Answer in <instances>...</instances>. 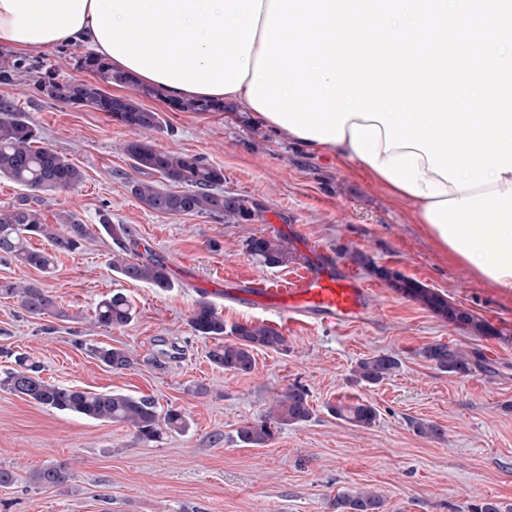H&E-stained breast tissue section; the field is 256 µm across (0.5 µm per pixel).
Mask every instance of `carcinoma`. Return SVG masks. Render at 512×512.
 Wrapping results in <instances>:
<instances>
[{
  "instance_id": "1",
  "label": "carcinoma",
  "mask_w": 512,
  "mask_h": 512,
  "mask_svg": "<svg viewBox=\"0 0 512 512\" xmlns=\"http://www.w3.org/2000/svg\"><path fill=\"white\" fill-rule=\"evenodd\" d=\"M78 64L81 69L92 73L96 80L59 81L53 72L47 70L35 81L36 89L41 93L48 86L51 91L46 97L105 112L134 132L162 129L159 113L142 107L133 97H115L102 89L104 85L129 83L128 78L112 70L108 62L86 53L78 58ZM20 68L19 60L0 53V82L12 81ZM170 105L181 112L225 111L224 104L214 100L172 101ZM125 152L140 174V178L130 182V191L146 209L173 216L208 215L226 224L244 223L255 217L253 202L245 197L224 194L223 169L202 158L162 151L140 139L127 143ZM0 178L9 179L34 192V196H25L17 206L0 212V256L13 258L42 273H51L58 255L71 254L82 247L89 228L67 216L62 219L63 228L58 231L43 222L39 211L29 205V200L38 202L39 193H57L77 185L82 180V173L67 157L41 145L39 129L6 101L0 102ZM165 183L177 186L179 190L165 189ZM103 224L115 245L109 260L113 272L127 281L144 282L161 289L172 287L167 264L155 256L142 257L140 243L126 225L110 224L106 220ZM34 237L47 239L49 248H32L29 241ZM245 250L266 267L286 266L295 260L287 243L277 237H253L246 242ZM377 275L398 293L471 334L494 335V330L486 322L419 281L387 269L377 270ZM0 294L18 299L22 308L35 319L64 316L50 291L39 283L0 284ZM132 316V305L121 292L101 300L95 311V321L108 327H123L132 320ZM189 323L195 334L217 341L208 351V359L226 371L252 372L255 350H288L286 337L277 329L263 323H237L228 327L224 324V317L207 303L197 306ZM90 353L113 371L127 369L133 363L128 351L110 345L92 347ZM421 354L449 374L467 376L476 365L471 352L449 344L429 345L422 349ZM400 365V360L393 355H373L357 364L355 377L361 383L376 385L389 379ZM40 373L39 362L25 353L19 354L15 357V367L0 373V389L24 396L45 408L87 419L125 424L143 442L156 440L165 430L183 432L189 427L182 410L171 407L161 411L151 398L54 385L43 380ZM328 411L363 428L372 426L377 418L375 407L362 400L331 405ZM311 416L307 390L294 385L275 399L274 407L265 418L243 424L237 431L238 438L248 446L265 447L273 440L275 430L307 421ZM73 479L74 472L66 461L50 463L29 475L31 484L44 489H66ZM382 504L381 495L358 490L337 495L333 507L336 512H380Z\"/></svg>"
}]
</instances>
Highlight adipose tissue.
Masks as SVG:
<instances>
[{
	"mask_svg": "<svg viewBox=\"0 0 512 512\" xmlns=\"http://www.w3.org/2000/svg\"><path fill=\"white\" fill-rule=\"evenodd\" d=\"M270 0H0V52L32 55L85 43L169 99L250 108L249 86ZM312 153L353 162L400 201L411 202L432 239L481 279L512 290V172L457 190L425 154L385 147L375 120L350 117L344 138H306Z\"/></svg>",
	"mask_w": 512,
	"mask_h": 512,
	"instance_id": "obj_1",
	"label": "adipose tissue"
}]
</instances>
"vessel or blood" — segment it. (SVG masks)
Returning <instances> with one entry per match:
<instances>
[{
    "instance_id": "b4317fda",
    "label": "vessel or blood",
    "mask_w": 512,
    "mask_h": 512,
    "mask_svg": "<svg viewBox=\"0 0 512 512\" xmlns=\"http://www.w3.org/2000/svg\"><path fill=\"white\" fill-rule=\"evenodd\" d=\"M210 293L261 307L289 326L307 319L336 323L356 320L368 296L356 278L341 279L325 270H303L285 283L228 278L223 285L211 286Z\"/></svg>"
}]
</instances>
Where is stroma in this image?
I'll use <instances>...</instances> for the list:
<instances>
[{
  "label": "stroma",
  "mask_w": 512,
  "mask_h": 512,
  "mask_svg": "<svg viewBox=\"0 0 512 512\" xmlns=\"http://www.w3.org/2000/svg\"><path fill=\"white\" fill-rule=\"evenodd\" d=\"M85 52L76 43L29 62L59 80L89 82L92 74L77 64ZM34 82L25 72L0 83V101L24 112L45 145L83 174L74 188L43 195L42 219L55 225L74 216L91 237L83 249L60 255L48 275L0 257V283L40 282L64 312L34 319L17 300L0 297V370L25 352L48 382L148 396L160 408L182 409L190 428L144 443L126 425L49 410L0 390V467L17 475L0 488V512H334L337 494L359 489L381 494L382 512H470L483 499L512 512V292L450 259L409 207L354 165L275 138L251 114L180 112L141 96L139 85L109 86L108 94L140 97L160 113L162 130L137 136L106 113L48 99ZM137 137L222 168L225 192L253 201L255 218L227 224L145 209L128 189L136 173L125 146ZM105 216L127 225L168 267H182L184 277L162 290L112 272ZM260 235L284 239L296 263H257L245 243ZM355 253L368 265L353 263ZM300 263L363 283L369 299L360 320L283 329L287 351L256 352L247 375L212 365L213 340L189 325L199 287L227 276L283 279ZM381 267L448 297L489 324L493 336L471 335L396 293L376 276ZM116 290L133 301L132 321L96 324L97 303ZM98 343L128 350L132 367L102 365L88 353ZM434 343L476 352L479 364L466 376L444 373L421 354ZM382 353L399 358V370L377 385L356 382L358 361ZM295 384L309 394L310 420L278 430L264 448L240 443V426ZM357 399L377 408L372 426H352L328 411ZM421 419L440 424L443 437L418 435L412 423ZM56 460L71 465V489L29 483L31 471Z\"/></svg>",
  "instance_id": "stroma-1"
}]
</instances>
